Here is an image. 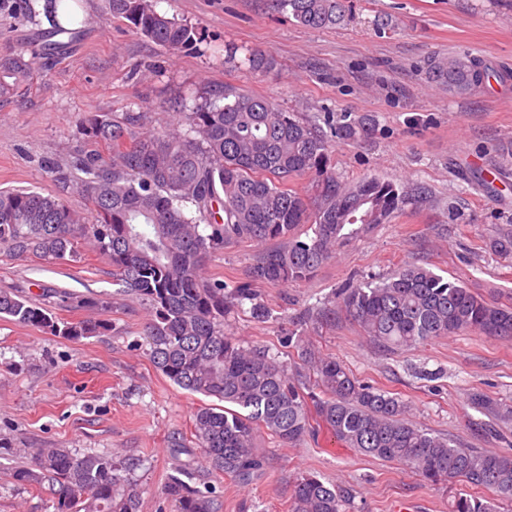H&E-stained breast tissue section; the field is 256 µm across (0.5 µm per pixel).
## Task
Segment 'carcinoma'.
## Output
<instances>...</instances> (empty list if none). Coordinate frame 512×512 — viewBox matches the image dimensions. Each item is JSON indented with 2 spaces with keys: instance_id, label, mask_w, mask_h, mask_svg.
<instances>
[{
  "instance_id": "1",
  "label": "carcinoma",
  "mask_w": 512,
  "mask_h": 512,
  "mask_svg": "<svg viewBox=\"0 0 512 512\" xmlns=\"http://www.w3.org/2000/svg\"><path fill=\"white\" fill-rule=\"evenodd\" d=\"M273 2L314 29L346 17L344 0ZM106 3L113 17L164 48L197 47L196 28L159 13L154 0ZM246 60L255 73L277 65L260 48L248 50ZM38 67L36 56H1L0 96L12 94ZM489 71L488 61L470 52L432 57L427 66L429 78L456 94L480 86ZM177 116L176 126L165 131L146 129L141 112H127L120 121L89 119L83 134L91 148L67 167L49 162L45 169L63 182L76 171L83 174L77 189L93 219L58 197L1 191L0 254L75 260L83 240L109 258L119 292L152 308L143 336L153 365L180 388L216 399L194 416L212 472L252 482L267 469L255 446L259 430L286 447L324 429L344 447L401 464L433 485L461 481L492 493L480 498L460 492L453 512H498V501L512 500L511 454L463 448L410 423L403 400L359 382L340 361L299 343L292 374L267 350L242 347L224 333V313L246 300L258 318L265 308L255 303L252 289L202 275L218 245L276 242L256 256L251 277L304 281L364 225L389 223L408 201L428 192L377 178L347 185L336 177L329 167L332 145L366 139V118L326 112L325 132L263 96L227 89L224 104L209 100ZM307 174L313 176L311 191L296 189L292 181ZM337 305L385 350L464 332L512 335V307L489 303L458 280L415 264L342 289ZM0 317L72 340L107 328L102 321H61L10 291H0ZM471 404L481 413L501 414L484 395H473ZM133 467L129 459L42 448L18 478L48 483L55 512H138L140 491L128 478ZM192 478L186 465L169 478L170 512H217L210 497L188 484ZM354 498L352 488L308 475L294 482L289 512H350Z\"/></svg>"
}]
</instances>
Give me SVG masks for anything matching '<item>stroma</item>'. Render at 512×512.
<instances>
[{"label": "stroma", "mask_w": 512, "mask_h": 512, "mask_svg": "<svg viewBox=\"0 0 512 512\" xmlns=\"http://www.w3.org/2000/svg\"><path fill=\"white\" fill-rule=\"evenodd\" d=\"M79 39L13 95L0 98V190L90 205L75 183L44 169L69 165L85 147L88 118L122 120L141 112L150 129H168L179 112L225 88L275 100L307 121L329 109L376 122L371 139L333 146L339 180L365 177L421 185L429 201L406 204L391 223L341 245L314 276L297 285L252 282L259 251L235 242L212 251L204 275L251 282L266 319L249 305L224 316L243 347H264L286 368L302 337L340 359L360 381L400 397L409 420L467 448L512 453V420L475 410L480 392L512 408V336H444L410 351L370 342L343 312L322 321L335 290L417 264L462 280L487 301L512 307V259L491 243L512 233V8L495 0H349L344 22L311 29L271 0H156L159 12L196 27V49L167 50L113 18L105 0H76ZM47 0H29L26 15L0 10V55L57 41ZM236 50L225 63L226 47ZM261 48L278 62L253 73L245 56ZM488 58L496 73L469 93L428 80L432 55ZM493 190L471 183L474 172ZM0 290H10L58 319L103 321L97 336L69 341L0 319V512H53L48 490L18 481L27 448H67L138 459L132 473L144 493L139 512H170L162 494L176 468H194L191 487L210 494L219 512H288L290 485L302 475L355 491L352 512H452L462 483L431 486L408 469L342 447L327 433L283 446L267 432L256 444L270 460L249 485L208 471L194 435L205 396L180 389L149 359L142 334L151 308L118 294L108 259L82 245L77 260L47 262L0 255ZM92 297L109 308L88 306Z\"/></svg>", "instance_id": "35a3bbf8"}]
</instances>
